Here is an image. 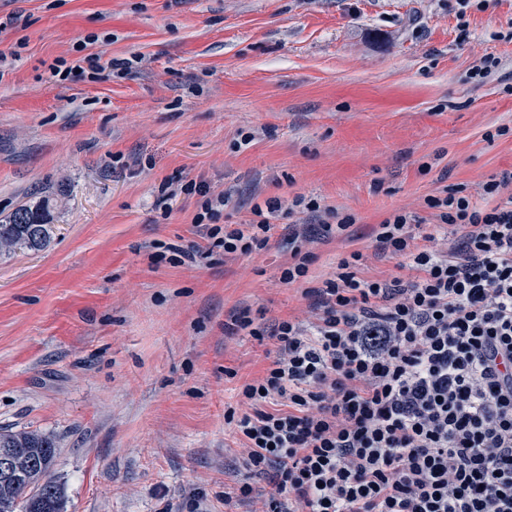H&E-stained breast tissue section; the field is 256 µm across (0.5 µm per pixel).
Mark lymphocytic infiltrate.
Masks as SVG:
<instances>
[{
    "mask_svg": "<svg viewBox=\"0 0 512 512\" xmlns=\"http://www.w3.org/2000/svg\"><path fill=\"white\" fill-rule=\"evenodd\" d=\"M512 171L444 187L425 206L443 230L417 239L419 216L395 213L374 230L391 278L364 277L360 251L307 288L310 322L271 330L236 313L276 349L244 382L224 423L239 437L226 512H512ZM291 217L282 283L307 279L310 228L344 234L354 214L295 197L255 206L224 227L225 256L268 249L273 219Z\"/></svg>",
    "mask_w": 512,
    "mask_h": 512,
    "instance_id": "obj_1",
    "label": "lymphocytic infiltrate"
}]
</instances>
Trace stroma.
I'll use <instances>...</instances> for the list:
<instances>
[{
	"label": "stroma",
	"instance_id": "1",
	"mask_svg": "<svg viewBox=\"0 0 512 512\" xmlns=\"http://www.w3.org/2000/svg\"><path fill=\"white\" fill-rule=\"evenodd\" d=\"M466 20L463 39L448 0H0V52L17 54L0 67V220L53 202L49 244L0 257V427L54 438L66 512H224L240 446L224 407L273 347L225 334L229 314L304 317V286L370 258L389 214L512 169V132L495 134L512 129V0ZM85 53L131 71L53 76ZM488 55L498 68L471 78ZM191 181L232 191L223 225L298 195L358 221L289 286L285 220L268 250L225 257Z\"/></svg>",
	"mask_w": 512,
	"mask_h": 512
}]
</instances>
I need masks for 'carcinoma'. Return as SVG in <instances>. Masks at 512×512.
I'll use <instances>...</instances> for the list:
<instances>
[{
    "mask_svg": "<svg viewBox=\"0 0 512 512\" xmlns=\"http://www.w3.org/2000/svg\"><path fill=\"white\" fill-rule=\"evenodd\" d=\"M52 233L50 201L24 205L0 223V254L39 251ZM0 448L12 449L22 469L18 480H0V512H64L62 490L49 478L56 457L54 438L37 430L0 428Z\"/></svg>",
    "mask_w": 512,
    "mask_h": 512,
    "instance_id": "carcinoma-1",
    "label": "carcinoma"
}]
</instances>
